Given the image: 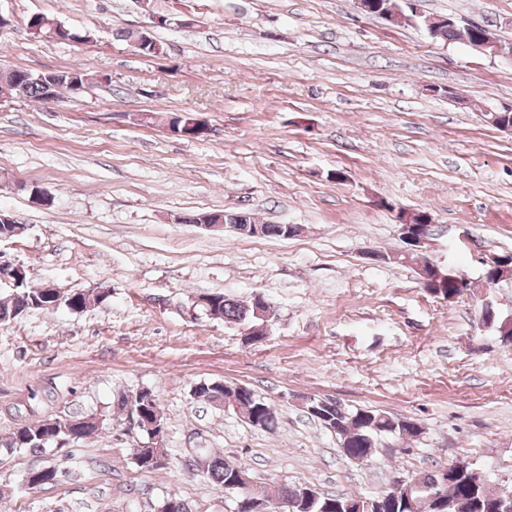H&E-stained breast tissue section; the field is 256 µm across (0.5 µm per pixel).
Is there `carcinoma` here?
Masks as SVG:
<instances>
[{
	"mask_svg": "<svg viewBox=\"0 0 512 512\" xmlns=\"http://www.w3.org/2000/svg\"><path fill=\"white\" fill-rule=\"evenodd\" d=\"M52 19L46 15H33L28 21L32 34L43 36L51 31ZM476 25H466L464 28L457 24L439 25L431 35L444 41L456 39L472 40ZM22 75L28 76L27 83L21 85L24 98L34 101H45L44 84L54 82L57 84L55 93L69 91L73 94L80 90L68 84L70 73L48 72L33 73L24 69L19 70ZM224 218L227 224L237 234L264 237L288 238L284 224H261L259 231L247 227L245 224L235 223V213L203 212L188 218L189 224H206L219 218ZM512 275V254L504 253L494 259V264L485 266L482 278L485 283L495 282L500 278ZM472 285L466 284L460 288L452 283L444 288H431L429 292L440 295L445 299L468 294L476 303L480 320L483 324L499 327V319L495 305L488 302V298L477 296L471 291ZM111 296L107 290L100 295H91L84 292L62 294L59 290L40 288L36 285L26 284L14 290L6 299H0V324L8 323L31 309L47 311L49 309L65 306L72 311H79L91 305L104 303ZM209 306L196 305L203 311L209 309L213 319L224 322L253 327L259 324L254 318L255 302L245 303L234 300L222 293L207 295ZM193 397L205 404H220L226 400L232 402V410L245 415L249 412H259L264 415L266 428L274 427L277 414L274 405L265 397L257 394L251 388L238 384H226L221 381L201 382L195 386ZM136 405L145 415H159L160 424H165L162 408L158 399L146 401L142 394ZM308 406L312 408L310 417L317 420L328 432L335 434L338 447L342 455L352 462H363L371 458L374 449L382 447V440L388 436L398 439H417L424 428L414 420L395 417L376 408H347L340 402L328 399L311 397ZM98 429L96 416L85 415L73 417L69 420L47 419L17 427L9 436L5 448L23 449L31 452H41L48 446L62 438L72 444L91 437ZM201 458L205 461L203 474L216 488L223 490L229 479L240 470V467L229 463L224 457L209 448L199 449ZM456 469L452 463L446 468L437 469L411 477L413 482L412 499L416 502L420 512H435L432 504V495L442 494L448 499V508L445 512H512L507 500V494H512V487L494 488L490 482L481 486L470 484L464 476L450 477ZM358 497L350 495H321L316 500L300 501L299 512H347L345 505L355 502Z\"/></svg>",
	"mask_w": 512,
	"mask_h": 512,
	"instance_id": "obj_1",
	"label": "carcinoma"
}]
</instances>
